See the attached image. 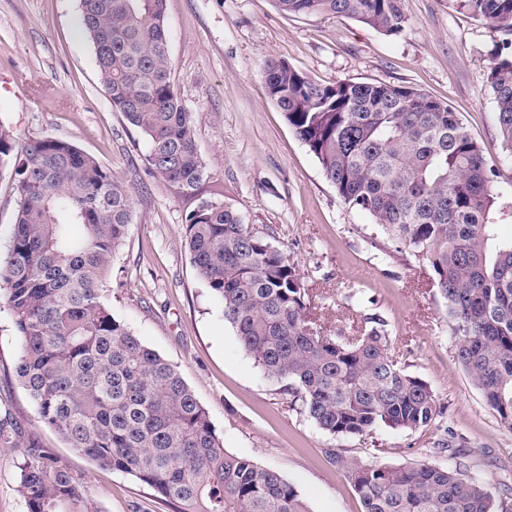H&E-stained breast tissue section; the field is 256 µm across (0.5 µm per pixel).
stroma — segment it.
<instances>
[{
	"label": "stroma",
	"mask_w": 512,
	"mask_h": 512,
	"mask_svg": "<svg viewBox=\"0 0 512 512\" xmlns=\"http://www.w3.org/2000/svg\"><path fill=\"white\" fill-rule=\"evenodd\" d=\"M409 23L386 36L345 17L286 15L274 0H167L171 80L211 172L187 197L148 173L142 134L115 112L81 33L79 0H0V121L17 137L69 141L133 192V220L112 259L107 303L174 364L230 453L278 471L309 512H363L340 459L405 466L463 463L512 512V429L500 424L457 359L444 300L414 255L377 236L338 196L270 99L263 68L283 59L324 84L412 87L448 103L481 145L494 190L512 204V154L501 144L488 74L504 32L456 0H404ZM204 201L232 206L296 265L318 324L351 335L363 315L387 324L391 352L428 383L440 426L363 436L320 430L241 346L182 245L184 217ZM16 331L0 308V414L21 424L88 489L93 512H172L135 477L78 453L41 422L14 376ZM450 447H437L440 438ZM22 451L0 448V512H27Z\"/></svg>",
	"instance_id": "35a3bbf8"
}]
</instances>
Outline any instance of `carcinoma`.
<instances>
[{
  "instance_id": "cac0c4a2",
  "label": "carcinoma",
  "mask_w": 512,
  "mask_h": 512,
  "mask_svg": "<svg viewBox=\"0 0 512 512\" xmlns=\"http://www.w3.org/2000/svg\"><path fill=\"white\" fill-rule=\"evenodd\" d=\"M167 0H80L81 27L112 108L145 138V161L182 195L211 178L190 114L170 80ZM512 32V0H457ZM288 14L347 17L388 36L408 24L403 0H275ZM271 100L337 194L434 273L457 358L500 423L512 429V239L483 150L442 101L403 85H323L282 59L266 63ZM488 83L503 148L512 154V55ZM14 172L19 209L0 299L17 331L14 373L41 421L95 462L149 486L175 512H309L279 472L224 448L176 367L146 347L105 303L112 258L133 218L112 169L51 137L17 148L0 124V170ZM184 248L223 304L224 320L307 417L339 437L384 425L417 431L442 414L429 385L390 354L374 315L351 336L326 333L295 264L228 205L185 216ZM0 417V448L19 447ZM364 512H492V494L460 466L365 465L336 457ZM19 492L27 512H89L86 486L47 448L26 446Z\"/></svg>"
}]
</instances>
